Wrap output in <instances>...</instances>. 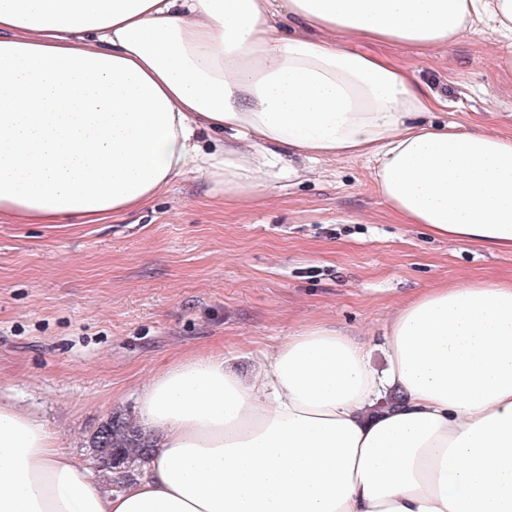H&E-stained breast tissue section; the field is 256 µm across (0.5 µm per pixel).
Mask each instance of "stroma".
I'll use <instances>...</instances> for the list:
<instances>
[{"mask_svg": "<svg viewBox=\"0 0 512 512\" xmlns=\"http://www.w3.org/2000/svg\"><path fill=\"white\" fill-rule=\"evenodd\" d=\"M489 29L405 64L445 103L438 122L512 137V77ZM271 167L238 203L189 171L146 206L106 224L0 223V402L43 421L98 481L89 441L110 417L136 419L142 383L179 356L220 351L245 373L302 325L371 348L410 293L444 282L512 280V252L450 243L405 224L365 159Z\"/></svg>", "mask_w": 512, "mask_h": 512, "instance_id": "stroma-1", "label": "stroma"}]
</instances>
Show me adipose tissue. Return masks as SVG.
<instances>
[{
    "mask_svg": "<svg viewBox=\"0 0 512 512\" xmlns=\"http://www.w3.org/2000/svg\"><path fill=\"white\" fill-rule=\"evenodd\" d=\"M484 24L512 72V0H0V219L97 224L190 167L237 202L279 152L356 155L403 223L512 252V137L427 121L442 100L355 47ZM383 350L310 323L248 375L177 358L139 390L156 446L118 491L0 403V512H512V281L409 295Z\"/></svg>",
    "mask_w": 512,
    "mask_h": 512,
    "instance_id": "adipose-tissue-1",
    "label": "adipose tissue"
}]
</instances>
